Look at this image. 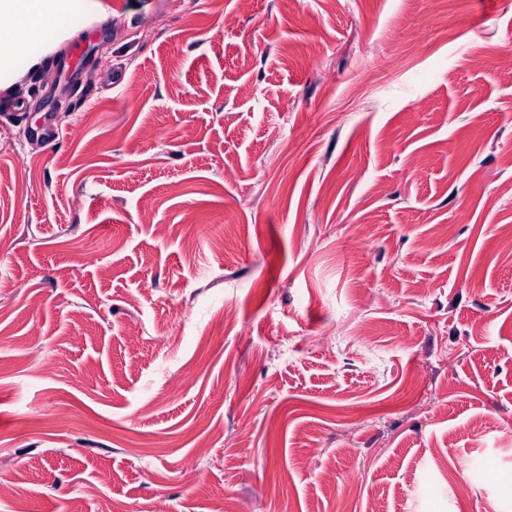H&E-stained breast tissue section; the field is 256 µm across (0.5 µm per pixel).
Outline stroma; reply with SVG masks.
<instances>
[{"mask_svg":"<svg viewBox=\"0 0 512 512\" xmlns=\"http://www.w3.org/2000/svg\"><path fill=\"white\" fill-rule=\"evenodd\" d=\"M100 2L0 89V478L512 512V0Z\"/></svg>","mask_w":512,"mask_h":512,"instance_id":"1","label":"stroma"}]
</instances>
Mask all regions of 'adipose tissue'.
Listing matches in <instances>:
<instances>
[{"label":"adipose tissue","instance_id":"1","mask_svg":"<svg viewBox=\"0 0 512 512\" xmlns=\"http://www.w3.org/2000/svg\"><path fill=\"white\" fill-rule=\"evenodd\" d=\"M91 0H0V70L9 71L14 58L25 57L37 67L40 56L33 47L60 19L85 16Z\"/></svg>","mask_w":512,"mask_h":512}]
</instances>
